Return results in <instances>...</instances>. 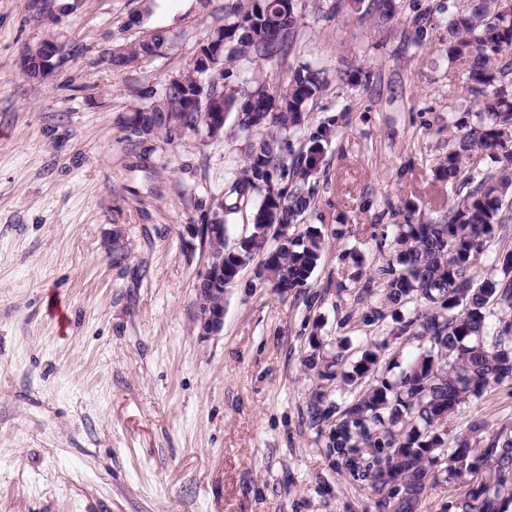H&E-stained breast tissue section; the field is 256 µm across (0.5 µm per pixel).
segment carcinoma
Segmentation results:
<instances>
[{
    "mask_svg": "<svg viewBox=\"0 0 512 512\" xmlns=\"http://www.w3.org/2000/svg\"><path fill=\"white\" fill-rule=\"evenodd\" d=\"M282 0H248L243 16H224V24L207 39L224 37L220 67L233 60L271 62L287 50L298 23L296 9L281 15ZM449 57L469 62L465 77L468 94L477 106L480 126L458 138L455 149L437 168V175L454 187L466 182L463 160L487 155L500 163L498 173L470 186L466 195L437 222L400 224L396 245L384 273L388 275L385 300L404 304L419 296L434 305L403 325L413 329L418 351L398 377L381 379L355 397L332 420L337 410L327 395L319 392L313 403L318 419L331 422L328 448L345 465L358 466L349 455L353 443L371 449V461L362 477L382 498L384 476H392L398 488L393 512H415L419 495L430 480L458 483L474 479L466 504L467 512H512V430L501 428L489 434L476 425L468 435L448 444L444 429L462 405L505 383H512V250H500L491 265L496 273L477 283L476 269L482 263L485 244L495 227L512 210V6L506 0H467L448 15ZM184 86H167L150 92V102L139 108L147 113L146 131L141 136H163L172 140L173 131L158 123L153 113L170 112L183 126L194 131L203 124L206 111H237L238 98L256 95L275 102L271 122L246 113L237 116L239 131L248 136L262 133L253 145L236 184L259 190L266 186L264 175L280 170L289 177L286 192L278 194V209L263 224H252L246 239L235 245L224 262L235 269L260 266L272 288H302L317 267L324 247L321 230L308 226L295 238L269 248L270 226L297 223L313 200L312 178L319 163L303 148L291 161L281 152L280 140L305 131L307 106L327 86L324 71L309 64L299 66L288 82L273 91L261 84L245 85L224 94L208 110L190 108L185 98L199 71L193 64L180 73ZM386 343H372L345 375L350 385H359L380 360Z\"/></svg>",
    "mask_w": 512,
    "mask_h": 512,
    "instance_id": "carcinoma-1",
    "label": "carcinoma"
}]
</instances>
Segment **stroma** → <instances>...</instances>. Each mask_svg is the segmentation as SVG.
<instances>
[{"instance_id":"stroma-1","label":"stroma","mask_w":512,"mask_h":512,"mask_svg":"<svg viewBox=\"0 0 512 512\" xmlns=\"http://www.w3.org/2000/svg\"><path fill=\"white\" fill-rule=\"evenodd\" d=\"M236 0H0V512H392L326 447L310 402L359 389L308 369L313 342L350 369L388 347L373 378L416 343L401 319L431 311L385 300L380 274L398 225L441 218L461 194L436 176L478 125L463 61H448L460 0H297L287 55L236 62L225 90L274 88L302 64L330 79L308 124L333 121L301 224L325 238L302 288L224 293V325L200 336L205 251L191 227L223 210L229 240L262 196L234 171L251 137L224 119L216 140L141 138L129 113L183 71ZM432 24L416 37L414 17ZM162 30L169 49L122 68L108 57ZM53 39L48 77L23 73ZM380 311L370 322V311ZM512 427V387L463 406L451 427ZM467 482H429L416 512H466Z\"/></svg>"}]
</instances>
